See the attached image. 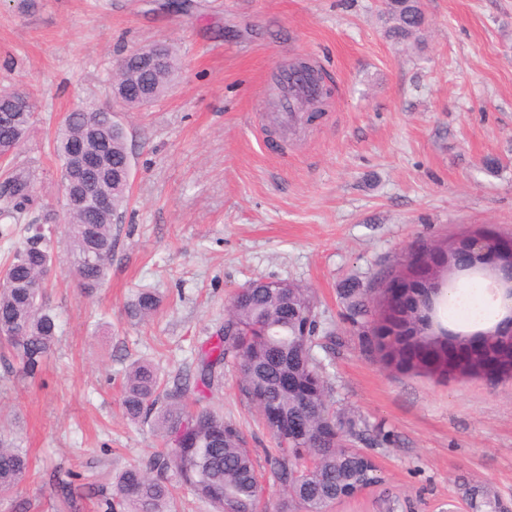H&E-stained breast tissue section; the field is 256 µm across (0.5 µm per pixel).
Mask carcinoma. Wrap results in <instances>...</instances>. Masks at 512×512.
Listing matches in <instances>:
<instances>
[{
    "label": "carcinoma",
    "instance_id": "cac0c4a2",
    "mask_svg": "<svg viewBox=\"0 0 512 512\" xmlns=\"http://www.w3.org/2000/svg\"><path fill=\"white\" fill-rule=\"evenodd\" d=\"M391 25L387 37L404 43L417 37L424 25L418 0H386ZM177 61L172 48L157 41L122 58L114 81L128 88L122 102L131 109L159 99L174 80ZM22 99L25 109L7 105ZM107 109L89 103L69 113L52 143L64 180L82 181L74 173L71 144L95 133L108 142L110 163L96 184L109 198L108 210L91 212L78 202L64 210L69 269L79 286L91 293L107 278L116 238L113 224L129 203L131 160L124 127L99 120ZM30 97L13 89L0 92V224H24L27 236L10 253L0 273V344L33 377L45 365L58 335L57 317L46 304V272L54 265L48 231L57 215L35 211L33 179L17 162L20 148L34 121ZM452 242L422 246L410 252L391 280L374 296L357 293L354 314L369 316L370 347L380 360L400 370L437 372L444 378L479 376L493 369L494 377H512V323L500 319L498 335L483 342L469 332H453L437 315L441 290L433 280L419 277L415 268L430 263L448 266ZM455 274L482 275L486 267L462 249L453 251ZM295 307L282 301L276 288H240L230 298L224 325L216 341L197 353L194 367L167 386L156 367L146 361L130 364L122 381V408L132 421L151 424L164 448L142 464L132 465L115 478L105 512H171L169 477H175L213 512H256L259 466L242 433L224 421L210 405L215 382L224 365L233 363L239 387L271 436L278 421L302 427V436L276 442L267 458L272 482L283 493L278 512H331L332 507L360 490L383 483L379 469L364 453L336 439L353 433L354 423L337 415L328 401L327 382L316 358L305 350L316 337L301 334L312 292L299 285L288 289ZM161 305L150 289L141 290L129 307L131 317L146 321ZM27 455L13 440L0 435V496H9L29 476Z\"/></svg>",
    "mask_w": 512,
    "mask_h": 512
}]
</instances>
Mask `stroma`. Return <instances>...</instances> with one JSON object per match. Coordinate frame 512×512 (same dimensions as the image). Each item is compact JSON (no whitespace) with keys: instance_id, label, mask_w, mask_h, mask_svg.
Returning <instances> with one entry per match:
<instances>
[{"instance_id":"obj_1","label":"stroma","mask_w":512,"mask_h":512,"mask_svg":"<svg viewBox=\"0 0 512 512\" xmlns=\"http://www.w3.org/2000/svg\"><path fill=\"white\" fill-rule=\"evenodd\" d=\"M0 0V88H27L36 118L20 158L38 209H59L49 142L81 103L110 105L132 160L130 202L107 279L78 288L64 224L48 306L52 355L29 378L0 354V431L31 461L0 512H104L124 468L158 451L150 424L128 420L121 384L151 362L185 373L222 326L231 295L255 281L309 288L327 332L321 361L338 413L362 420L383 490L332 512H472L483 485L512 505V381L440 378L381 365L345 289L376 292L408 250L479 229L512 234V0H421L419 40L385 36L381 0ZM173 46L179 71L139 110L113 98L117 59ZM305 59L333 79L318 111L283 117L280 74ZM162 305L128 318L139 289ZM453 302L496 321L489 281L458 280ZM212 406L267 472L274 441L232 365Z\"/></svg>"}]
</instances>
